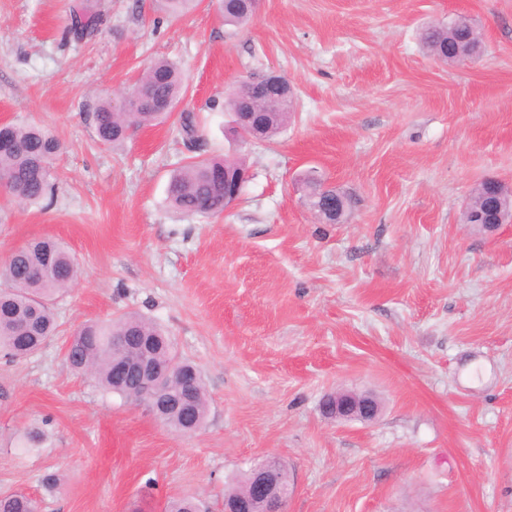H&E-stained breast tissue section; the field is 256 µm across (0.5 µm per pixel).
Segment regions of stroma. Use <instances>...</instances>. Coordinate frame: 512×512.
Segmentation results:
<instances>
[{
  "label": "stroma",
  "instance_id": "obj_1",
  "mask_svg": "<svg viewBox=\"0 0 512 512\" xmlns=\"http://www.w3.org/2000/svg\"><path fill=\"white\" fill-rule=\"evenodd\" d=\"M80 3L106 18L88 42L64 37ZM458 17L481 51L446 64L419 34ZM159 58L187 79L178 109L202 157L248 170L220 217L166 201L192 155L177 118L95 136L100 99L120 103ZM271 71L295 111L274 141H241L224 94ZM1 122L45 127L62 151L52 205L0 188V263L50 237L82 274L58 335L0 357V492L40 512H165L182 496L224 512L228 478L276 458L286 512H512V223L462 221L482 181L512 186V0H262L243 27L211 0L175 20L158 0H0ZM310 175L348 198L345 223L307 208ZM126 314L199 369L197 431L69 368L78 327ZM345 391L376 397L378 418L324 416Z\"/></svg>",
  "mask_w": 512,
  "mask_h": 512
}]
</instances>
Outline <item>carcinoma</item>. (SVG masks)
<instances>
[{
	"mask_svg": "<svg viewBox=\"0 0 512 512\" xmlns=\"http://www.w3.org/2000/svg\"><path fill=\"white\" fill-rule=\"evenodd\" d=\"M173 16L198 6V0H162ZM224 24L241 26L252 15L240 4L216 0ZM68 34L77 41L92 38L104 22V15L76 5L72 8ZM426 49L446 62L448 26H430L421 33ZM133 92L144 98L136 112H125L110 101L102 102L94 116L95 134L105 143L112 144L126 139L133 127L149 125L171 116L160 107L177 105L186 93L183 76L178 66L165 58L156 60L139 79ZM233 97L253 105L265 113L263 137H276L291 119L294 106L269 95L254 99L248 83L241 84ZM0 135L7 137L11 148L0 150V186L17 202L33 206L40 204L51 193L50 162L60 152L59 140L47 129L33 124L7 123L0 128ZM242 164L234 159H209L194 157L170 177L166 198L168 203L189 216L216 217L224 213V173H236ZM81 276V270L69 251L59 242L35 239L14 252L9 262L0 266V355L9 360L25 358L37 352L46 340L55 335L57 323L53 313L54 296L67 290ZM145 337L152 340L151 356L162 363L172 362L179 368L196 373L195 384L190 387L188 408L171 406L163 413L166 425L181 431L191 426L198 429L205 421L208 398L201 375L187 361L181 359L171 341L153 321L129 315L115 322H87L80 326L68 341L67 362L76 370L90 374L105 390L133 402L135 379L117 378L113 363L118 357L136 359L142 348L136 342L123 350L116 347L114 337ZM249 480L243 471L228 480L225 496L244 494ZM36 503L24 493L0 495V512H32ZM201 510L203 504L195 498H180L169 502L167 512Z\"/></svg>",
	"mask_w": 512,
	"mask_h": 512,
	"instance_id": "1",
	"label": "carcinoma"
}]
</instances>
